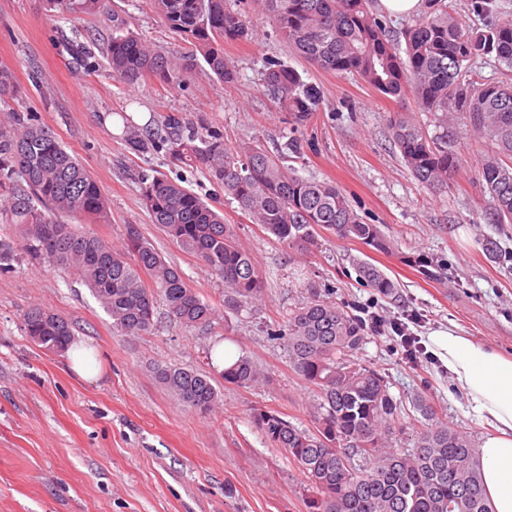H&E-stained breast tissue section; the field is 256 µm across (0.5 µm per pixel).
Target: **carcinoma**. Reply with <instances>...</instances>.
Masks as SVG:
<instances>
[{"label": "carcinoma", "mask_w": 512, "mask_h": 512, "mask_svg": "<svg viewBox=\"0 0 512 512\" xmlns=\"http://www.w3.org/2000/svg\"><path fill=\"white\" fill-rule=\"evenodd\" d=\"M100 2L52 0L79 15L97 12ZM153 2L161 21L190 50H160L116 23L105 54L112 76L127 84L152 76L175 85L201 72L233 81L224 44L251 38L244 15L224 7V0ZM256 4L313 67L355 76L386 96L400 99L409 93L419 111L430 113L436 128L432 136L405 112L388 119L394 146L425 187H446L463 164L454 129L466 119L477 138L492 146L477 168L489 194L484 218L489 224H512V82L486 80L468 70L470 61L491 56L512 68V13L499 0H469L468 11L483 21L480 28L463 21L456 0H432L430 11L406 25L399 38L372 12L371 0ZM264 88L297 127L307 124L318 107L316 89L281 61L267 62ZM16 91L13 72L0 67V99ZM123 124L130 150H163L170 166L208 174L251 223L289 248L317 245L321 228L339 239L387 249L377 225L365 223L335 184L301 178L282 156L254 145L227 144L223 132L202 117L170 116L163 136L126 116ZM139 196L151 223L224 281V308L238 310L260 299L263 276L224 215L184 181L157 170L141 174ZM0 201L10 223L23 228L22 249L74 271L117 332L139 336L151 330L159 299L185 327L207 328L216 319L215 306L200 297L138 225H128L124 246L114 249L95 233L58 220L61 214L105 224L109 201L55 134L28 113L17 112L12 124L0 127ZM356 270L380 293L396 288L369 262L357 263ZM23 321L26 335L45 348L63 351L72 340V324L51 310L34 307ZM275 339L284 341L294 371L313 387L314 428H299L270 410L254 412L253 422L303 472L311 492L309 512H491L476 449L467 436L440 422L433 406L421 405L425 423L414 435L413 448L394 446L399 406L384 377L353 360L365 340L357 318L314 294L288 315L286 331ZM157 374L192 411L205 413L218 398L204 371L173 366ZM221 376L226 384L245 387L260 373L240 355Z\"/></svg>", "instance_id": "cac0c4a2"}]
</instances>
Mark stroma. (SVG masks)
I'll return each mask as SVG.
<instances>
[{
    "mask_svg": "<svg viewBox=\"0 0 512 512\" xmlns=\"http://www.w3.org/2000/svg\"><path fill=\"white\" fill-rule=\"evenodd\" d=\"M226 5L245 15L253 30L251 40L224 47L235 80L194 73L172 87L151 77L125 84L113 78L104 57L116 18L158 48L185 49L152 0H102L97 13L81 16L49 0H0V65L14 71L18 84L16 95L0 100V126L13 113L33 114L108 198L110 221L94 225V232L118 248L127 226L138 225L201 298L220 309L213 329L195 330L170 320L161 307L150 333L123 336L71 271L18 251L11 269L0 271V512H308L303 473L264 440L252 417L255 410H271L296 426H313L312 390L272 335L314 291L353 316L369 306L387 323L409 321L410 332L423 340L453 324L512 357V224L483 219L489 196L476 167L485 143L458 122L465 161L446 189H426L388 133L389 114L400 110L429 125V114L418 111L413 98L399 104L353 76L314 70L251 0ZM76 30L84 50L75 56L63 40ZM271 59L317 89L319 105L305 127L293 128L266 95L263 75ZM171 114L203 117L232 145L272 151L297 138L301 150L289 166L343 189L364 221L378 225L389 251L337 239L325 229L316 249L286 248L250 223L207 175L180 169L186 186L236 226L266 282L255 307L222 311L223 282L152 224L140 203L138 176L167 171L164 153H134L122 138L123 116L155 128ZM360 260L391 278L395 293L361 284ZM34 307L72 321L75 340L99 355V380H82L65 353L25 335L23 316ZM365 336L357 358L386 378L401 407L400 447L412 445L421 400L450 427L482 442L484 428L431 353L406 357L389 326ZM219 345L249 356L263 378L250 387L215 378L218 399L199 414L168 391L156 370L212 371L210 355Z\"/></svg>",
    "mask_w": 512,
    "mask_h": 512,
    "instance_id": "obj_1",
    "label": "stroma"
}]
</instances>
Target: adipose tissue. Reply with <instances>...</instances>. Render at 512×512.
Segmentation results:
<instances>
[{
    "label": "adipose tissue",
    "mask_w": 512,
    "mask_h": 512,
    "mask_svg": "<svg viewBox=\"0 0 512 512\" xmlns=\"http://www.w3.org/2000/svg\"><path fill=\"white\" fill-rule=\"evenodd\" d=\"M428 348L489 429L480 455L492 512H512V358L454 328L433 332Z\"/></svg>",
    "instance_id": "obj_1"
}]
</instances>
